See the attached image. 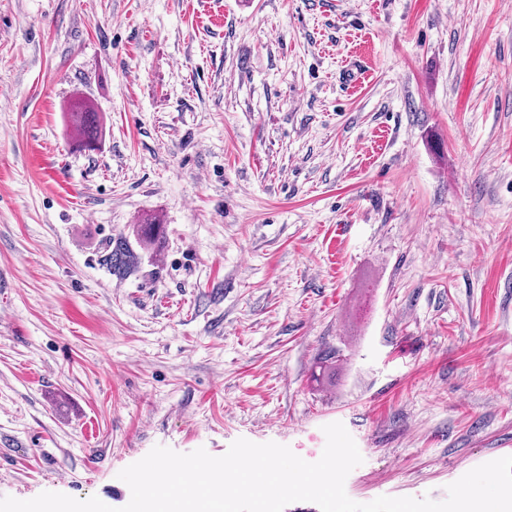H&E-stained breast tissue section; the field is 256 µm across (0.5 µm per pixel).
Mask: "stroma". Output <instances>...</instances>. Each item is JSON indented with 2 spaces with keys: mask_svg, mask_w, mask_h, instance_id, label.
Returning a JSON list of instances; mask_svg holds the SVG:
<instances>
[{
  "mask_svg": "<svg viewBox=\"0 0 512 512\" xmlns=\"http://www.w3.org/2000/svg\"><path fill=\"white\" fill-rule=\"evenodd\" d=\"M334 422L361 503L512 456V0H0V497ZM84 146L94 149L98 143L99 120L96 112H76Z\"/></svg>",
  "mask_w": 512,
  "mask_h": 512,
  "instance_id": "1",
  "label": "stroma"
}]
</instances>
